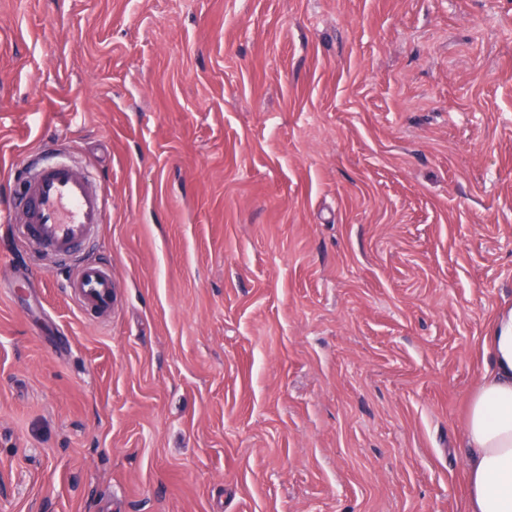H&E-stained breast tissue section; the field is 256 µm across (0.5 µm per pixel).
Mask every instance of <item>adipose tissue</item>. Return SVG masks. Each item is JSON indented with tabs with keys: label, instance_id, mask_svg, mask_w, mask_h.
<instances>
[{
	"label": "adipose tissue",
	"instance_id": "adipose-tissue-1",
	"mask_svg": "<svg viewBox=\"0 0 512 512\" xmlns=\"http://www.w3.org/2000/svg\"><path fill=\"white\" fill-rule=\"evenodd\" d=\"M483 343L491 364L464 423V512H512V306L500 310Z\"/></svg>",
	"mask_w": 512,
	"mask_h": 512
}]
</instances>
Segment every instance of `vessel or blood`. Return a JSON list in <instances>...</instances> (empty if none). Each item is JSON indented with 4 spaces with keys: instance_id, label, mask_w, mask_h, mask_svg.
Returning a JSON list of instances; mask_svg holds the SVG:
<instances>
[{
    "instance_id": "vessel-or-blood-1",
    "label": "vessel or blood",
    "mask_w": 512,
    "mask_h": 512,
    "mask_svg": "<svg viewBox=\"0 0 512 512\" xmlns=\"http://www.w3.org/2000/svg\"><path fill=\"white\" fill-rule=\"evenodd\" d=\"M104 209L91 176L52 152L35 165L20 195L0 204V222L13 225L45 253L66 259L95 237ZM65 286L84 312L111 313L114 282L108 266L85 264Z\"/></svg>"
}]
</instances>
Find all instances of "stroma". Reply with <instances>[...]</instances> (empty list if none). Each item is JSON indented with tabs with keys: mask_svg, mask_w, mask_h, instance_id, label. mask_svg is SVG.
I'll return each mask as SVG.
<instances>
[{
	"mask_svg": "<svg viewBox=\"0 0 512 512\" xmlns=\"http://www.w3.org/2000/svg\"><path fill=\"white\" fill-rule=\"evenodd\" d=\"M50 146L108 205L0 226V512H463L512 0H0V201ZM67 288L77 305L88 314H111L115 285L111 269L102 264L87 263L79 276L67 280Z\"/></svg>",
	"mask_w": 512,
	"mask_h": 512,
	"instance_id": "stroma-1",
	"label": "stroma"
}]
</instances>
